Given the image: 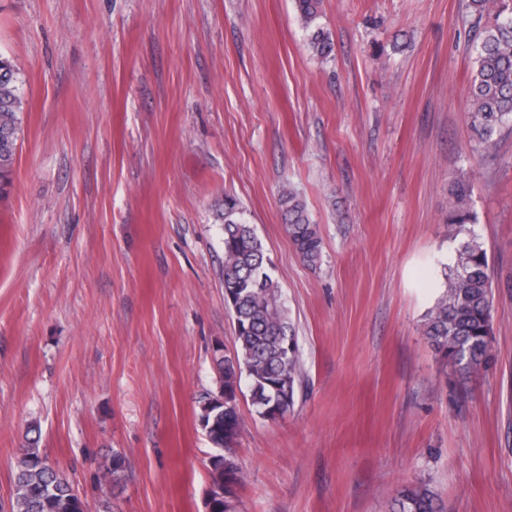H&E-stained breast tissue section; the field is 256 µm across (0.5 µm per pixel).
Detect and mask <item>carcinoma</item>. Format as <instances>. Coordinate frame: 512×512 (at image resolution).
Instances as JSON below:
<instances>
[{
  "label": "carcinoma",
  "mask_w": 512,
  "mask_h": 512,
  "mask_svg": "<svg viewBox=\"0 0 512 512\" xmlns=\"http://www.w3.org/2000/svg\"><path fill=\"white\" fill-rule=\"evenodd\" d=\"M474 57L469 87V129L484 148L512 123V6L504 0H470ZM296 17L311 51L326 60L333 52L331 33L320 23L322 0H294ZM23 98L19 72L0 55V199L10 192L18 156ZM449 235L456 237L473 223L466 208L467 188L459 182L451 192ZM280 208L288 236L302 262L315 266L321 238L306 203L290 186L282 189ZM224 240V302L235 308L234 350L214 355L216 382L224 401L207 392L198 400V422L216 448L209 460L206 503L213 512H239L234 486L243 480L237 439L242 419L237 391L247 382L252 405L262 417L293 409L302 386L298 337L282 302V289L266 269L267 259L256 229L232 197L216 208ZM435 349L458 366L461 376L488 366L493 357L492 278L486 250L474 236L460 244L443 290L421 325ZM104 482L119 485L125 457L116 452L100 464ZM11 512H84L64 472L47 462L26 439L13 474ZM390 512H444L426 484L402 488Z\"/></svg>",
  "instance_id": "obj_1"
}]
</instances>
